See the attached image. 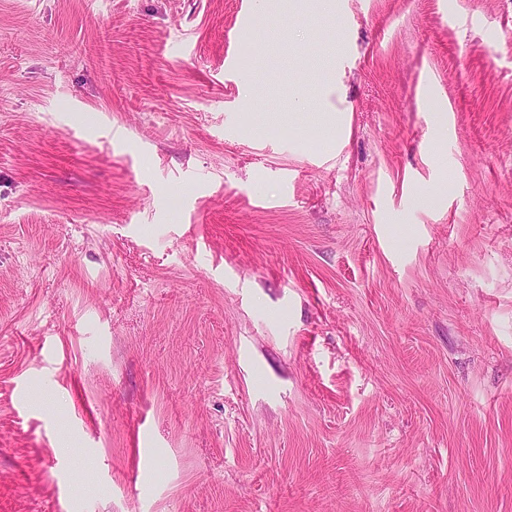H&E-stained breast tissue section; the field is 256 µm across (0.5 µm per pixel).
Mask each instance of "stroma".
I'll return each instance as SVG.
<instances>
[{
    "label": "stroma",
    "instance_id": "35a3bbf8",
    "mask_svg": "<svg viewBox=\"0 0 512 512\" xmlns=\"http://www.w3.org/2000/svg\"><path fill=\"white\" fill-rule=\"evenodd\" d=\"M0 512H512V0H0Z\"/></svg>",
    "mask_w": 512,
    "mask_h": 512
}]
</instances>
